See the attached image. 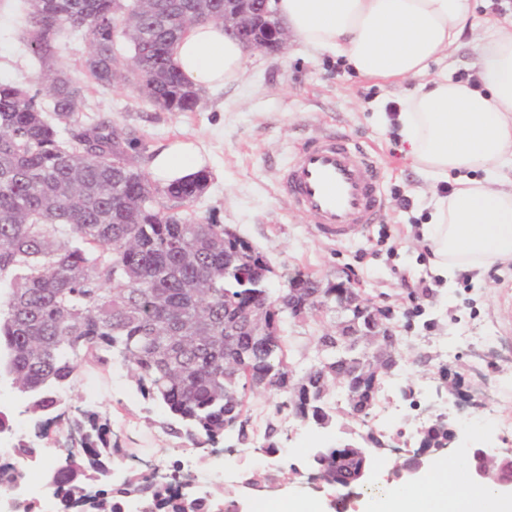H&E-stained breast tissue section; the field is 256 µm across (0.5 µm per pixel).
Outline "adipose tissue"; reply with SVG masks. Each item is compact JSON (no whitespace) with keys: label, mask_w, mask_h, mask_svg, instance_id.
Instances as JSON below:
<instances>
[{"label":"adipose tissue","mask_w":512,"mask_h":512,"mask_svg":"<svg viewBox=\"0 0 512 512\" xmlns=\"http://www.w3.org/2000/svg\"><path fill=\"white\" fill-rule=\"evenodd\" d=\"M270 8L301 45L344 58L360 77L395 86L424 77L398 120L413 165L456 182L422 230L432 263L451 277L512 261V24L475 45L474 89L430 71L471 27L469 0H270ZM175 59L198 89L237 81L247 62L242 45L214 23L190 28ZM202 166L186 141L155 150L149 164L164 185ZM369 512H512V498L473 484L468 460H437L423 482L376 493Z\"/></svg>","instance_id":"obj_1"}]
</instances>
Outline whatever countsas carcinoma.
I'll use <instances>...</instances> for the list:
<instances>
[{
    "label": "carcinoma",
    "instance_id": "carcinoma-1",
    "mask_svg": "<svg viewBox=\"0 0 512 512\" xmlns=\"http://www.w3.org/2000/svg\"><path fill=\"white\" fill-rule=\"evenodd\" d=\"M113 2L19 0L22 38L43 72L35 87L0 82V379L27 395L36 438L47 437L51 423L65 434L52 471L57 491L68 494L108 476V464L126 456L112 443L108 418L80 407L55 413L58 392L83 363L126 369L142 396L170 414L167 432L203 454L227 429L247 440L245 398L259 388L287 392L276 413L322 426L340 411L330 399L351 394L352 416L364 423L381 402L382 377L402 359L399 348L385 350L386 369L376 372L350 324L345 336L317 337L313 362L294 377L283 326L305 302L332 307L336 289L318 280L299 297L266 288L259 271L268 262L247 239L184 215L207 186L205 172L163 188L173 212H161L156 188L133 165L142 148L136 132L120 140L109 116L80 117L85 85L59 66L66 37L90 41L84 67L98 85L129 80L114 54ZM187 15L222 24L224 0H153L148 14L132 10L135 65L163 112H192L200 101L173 60ZM447 438L443 425H428L407 460ZM16 448L17 465L0 472V491L23 479L22 460L35 450L25 441ZM377 453L319 448L307 466L321 470L327 487L362 493ZM130 496L143 512L213 507L133 471L82 503L88 512H120Z\"/></svg>",
    "mask_w": 512,
    "mask_h": 512
}]
</instances>
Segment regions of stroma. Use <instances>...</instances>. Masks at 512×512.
Wrapping results in <instances>:
<instances>
[{"label": "stroma", "instance_id": "obj_1", "mask_svg": "<svg viewBox=\"0 0 512 512\" xmlns=\"http://www.w3.org/2000/svg\"><path fill=\"white\" fill-rule=\"evenodd\" d=\"M473 26L461 46L448 58L453 77L476 74L473 47L493 33L491 20L498 13L491 0H474ZM21 28L11 0H0V81L32 84L38 66L25 50ZM88 52L84 38H72L62 58L76 77L84 78L88 114L109 115L124 130H136L147 158L176 140L194 142L205 158L208 184L188 208L192 219H216L248 239L262 252L273 274L271 288L284 287L289 275L302 271L329 284L350 282L363 289L377 305L403 312L415 304L413 291L420 279L432 282L434 294L423 317L413 325L394 323L401 338L402 360L395 375L386 377L382 395L387 417L371 414L369 423L384 432L403 429L407 448L417 446L416 427L428 422L426 406L435 399L432 369L447 366L450 382L461 390L486 386L498 393L494 402L457 412L453 403L444 409L472 445L487 449L512 448V262L492 268L482 280L441 278L421 243V228L429 220L441 179L414 167L402 148L401 125L390 106H402L419 79L400 87L368 80L352 73L336 55L288 41L284 51L269 55L250 52L242 77L233 84L205 90L193 112H162L145 101L134 84L120 82L98 87L85 79ZM333 130L367 151L381 169L382 186L389 200L381 223L337 242L320 235L309 218L291 209L275 191L276 170L289 162L299 143ZM408 196L412 205L401 208L395 194ZM340 316L289 322L286 333L294 342L287 353L295 370L313 360L316 338L334 331ZM431 355L429 367L419 365V354ZM281 399L274 391L247 394L245 409L251 425L274 424L278 454L269 455L259 443H238L227 434L225 444L235 446L224 467L233 475L263 474L265 470H302L312 447L336 448L357 441L361 425L337 413L324 428L276 414ZM72 406H91L111 420L112 437L122 448L150 462L182 458L185 447L162 427L164 411L145 401L137 386L120 367L86 366L66 393Z\"/></svg>", "mask_w": 512, "mask_h": 512}]
</instances>
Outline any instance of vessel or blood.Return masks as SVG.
Segmentation results:
<instances>
[{"mask_svg": "<svg viewBox=\"0 0 512 512\" xmlns=\"http://www.w3.org/2000/svg\"><path fill=\"white\" fill-rule=\"evenodd\" d=\"M276 190L318 232L344 241L379 223L387 206L381 171L368 153L344 137L308 138L276 176Z\"/></svg>", "mask_w": 512, "mask_h": 512, "instance_id": "b4317fda", "label": "vessel or blood"}]
</instances>
